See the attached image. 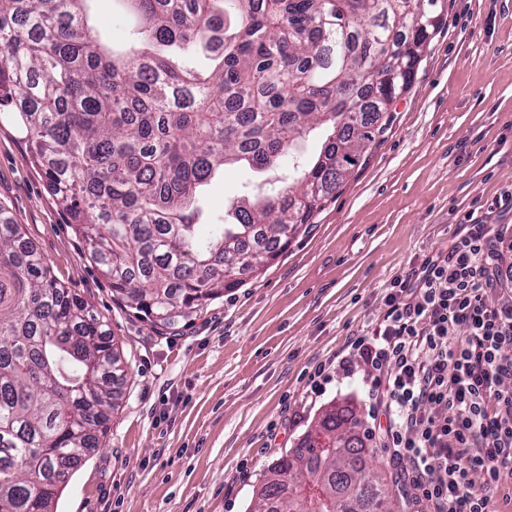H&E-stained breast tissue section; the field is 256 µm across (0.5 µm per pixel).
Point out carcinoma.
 <instances>
[{"instance_id": "obj_1", "label": "carcinoma", "mask_w": 512, "mask_h": 512, "mask_svg": "<svg viewBox=\"0 0 512 512\" xmlns=\"http://www.w3.org/2000/svg\"><path fill=\"white\" fill-rule=\"evenodd\" d=\"M83 2L0 0V112L18 114L112 294L164 326L310 223L384 132L443 15L442 0H126L139 47L121 53ZM316 126L331 130L316 161L198 233L217 169L273 172ZM119 364L100 316L0 206V512H54L107 431ZM357 427L349 409L326 412L269 470L257 512H393Z\"/></svg>"}]
</instances>
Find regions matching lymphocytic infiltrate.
<instances>
[{"label": "lymphocytic infiltrate", "mask_w": 512, "mask_h": 512, "mask_svg": "<svg viewBox=\"0 0 512 512\" xmlns=\"http://www.w3.org/2000/svg\"><path fill=\"white\" fill-rule=\"evenodd\" d=\"M503 244L500 225L464 215L446 253L393 279L384 316L338 362L346 377L366 367L367 435L429 512H492L488 489L512 485V300H486L512 283Z\"/></svg>", "instance_id": "f902f5d3"}]
</instances>
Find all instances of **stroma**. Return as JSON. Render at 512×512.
Returning a JSON list of instances; mask_svg holds the SVG:
<instances>
[{
    "mask_svg": "<svg viewBox=\"0 0 512 512\" xmlns=\"http://www.w3.org/2000/svg\"><path fill=\"white\" fill-rule=\"evenodd\" d=\"M90 22L118 48L136 42L123 0H92ZM261 173L218 172L201 190L210 222L253 195ZM512 192V0H445V16L391 120L305 232L263 271L176 328L129 312L0 112V204L53 275L105 321L119 348L107 433L56 512H253L267 470L336 405L369 425L365 367L311 397L307 373L334 362L386 311L391 280L447 250L466 212Z\"/></svg>",
    "mask_w": 512,
    "mask_h": 512,
    "instance_id": "35a3bbf8",
    "label": "stroma"
}]
</instances>
